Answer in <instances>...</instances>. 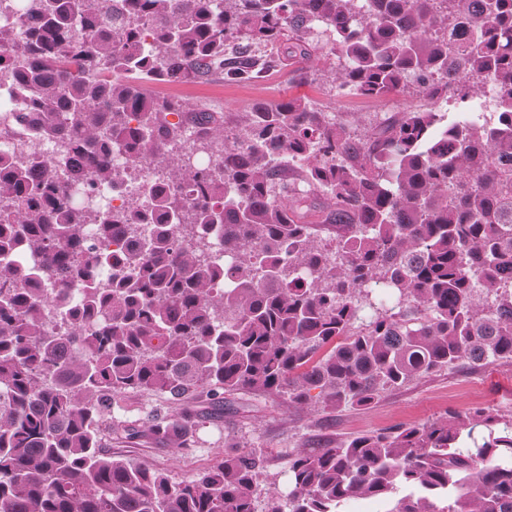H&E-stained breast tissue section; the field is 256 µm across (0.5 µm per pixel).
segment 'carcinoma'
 Instances as JSON below:
<instances>
[{
	"instance_id": "obj_1",
	"label": "carcinoma",
	"mask_w": 512,
	"mask_h": 512,
	"mask_svg": "<svg viewBox=\"0 0 512 512\" xmlns=\"http://www.w3.org/2000/svg\"><path fill=\"white\" fill-rule=\"evenodd\" d=\"M0 77L29 123L100 187L112 146L170 168L144 206L87 225L57 161L0 155V512H257L262 455L235 446L180 480L112 457L103 436L190 447L194 401L286 395L367 406L459 361L512 362V0H18ZM345 61L336 82L462 104L494 91L492 126L432 109L342 122L297 100L233 120L155 98L163 77L253 81L283 58ZM286 41L280 55L254 47ZM177 121H172V118ZM325 214L336 243L319 236ZM224 230L229 263L200 228ZM128 238L112 253V240ZM383 285L389 303L376 300ZM73 331L55 336L52 312ZM184 407L108 421L130 394ZM288 499L262 512H512V414L449 413L299 450Z\"/></svg>"
}]
</instances>
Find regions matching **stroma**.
Segmentation results:
<instances>
[{
	"label": "stroma",
	"instance_id": "obj_1",
	"mask_svg": "<svg viewBox=\"0 0 512 512\" xmlns=\"http://www.w3.org/2000/svg\"><path fill=\"white\" fill-rule=\"evenodd\" d=\"M325 41V34L315 35L311 59L287 60L284 68L247 84L214 78L204 83L163 81L153 89L159 96L181 100L192 108L222 113L288 99L352 118L420 107V100L408 94L374 98L341 91L330 77L339 62L326 54ZM195 406L201 418L194 430V445L185 453L172 454L154 442L134 444L109 438L105 445L113 455L149 463L177 479L221 461L226 448L247 446L264 457L261 488L284 494L289 490V462L296 449L314 450L355 435L419 425L449 412L486 408L503 415L512 413V362L474 365L462 361L386 391L367 408L330 409L314 395L307 408L299 409L283 396L258 397L246 392L225 395L224 413L218 417L210 415L206 396H198ZM157 410L172 414L177 407L157 394L130 395L114 404L112 418L142 424Z\"/></svg>",
	"mask_w": 512,
	"mask_h": 512
}]
</instances>
